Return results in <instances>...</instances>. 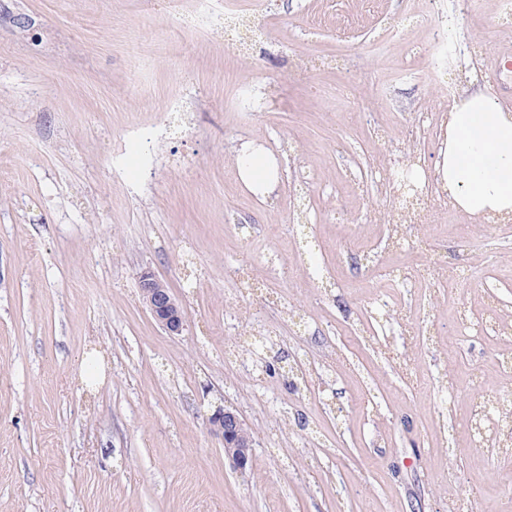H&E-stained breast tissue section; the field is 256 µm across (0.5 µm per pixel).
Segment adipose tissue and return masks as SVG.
I'll list each match as a JSON object with an SVG mask.
<instances>
[{"mask_svg": "<svg viewBox=\"0 0 512 512\" xmlns=\"http://www.w3.org/2000/svg\"><path fill=\"white\" fill-rule=\"evenodd\" d=\"M237 175L253 193L271 195L277 164L257 146L235 152ZM436 173L448 203L467 217L512 215V111L491 94L463 95L448 114V140Z\"/></svg>", "mask_w": 512, "mask_h": 512, "instance_id": "1", "label": "adipose tissue"}]
</instances>
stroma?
<instances>
[{"label":"stroma","instance_id":"1","mask_svg":"<svg viewBox=\"0 0 512 512\" xmlns=\"http://www.w3.org/2000/svg\"><path fill=\"white\" fill-rule=\"evenodd\" d=\"M237 7L191 27L196 0H0V512H503L512 461L465 421L512 377L494 343L448 344L460 307L512 311V257L480 246L501 223L460 241L461 215L420 223L365 168L414 155L434 179L440 84L505 97L512 25L495 0ZM245 142L277 163L271 196L237 176ZM399 220L395 250L376 234ZM465 265L401 293L433 342L388 344L378 273ZM224 406L254 435L248 473L210 429ZM139 283L143 299L154 319L168 333L179 335L184 328L185 316L166 285L151 272H143Z\"/></svg>","mask_w":512,"mask_h":512}]
</instances>
